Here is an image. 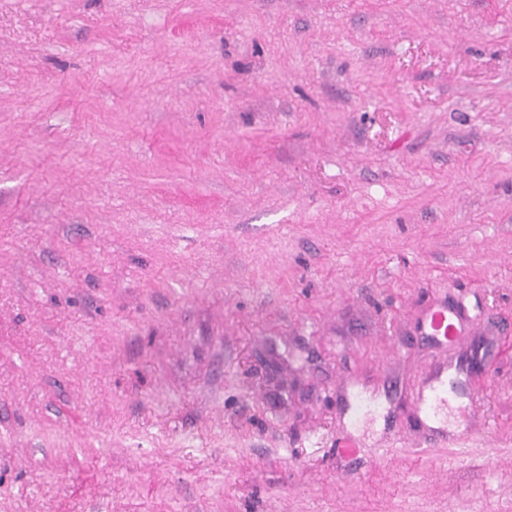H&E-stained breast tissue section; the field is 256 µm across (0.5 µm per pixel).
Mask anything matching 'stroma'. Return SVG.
Here are the masks:
<instances>
[{
    "label": "stroma",
    "mask_w": 512,
    "mask_h": 512,
    "mask_svg": "<svg viewBox=\"0 0 512 512\" xmlns=\"http://www.w3.org/2000/svg\"><path fill=\"white\" fill-rule=\"evenodd\" d=\"M0 512H512V0H0ZM423 326L429 336L448 342L458 334L460 315L448 311V306H440L431 311ZM443 373L435 374L431 381L417 392L419 410L433 418L438 417L443 411L447 410L448 413V389L441 381Z\"/></svg>",
    "instance_id": "1"
}]
</instances>
